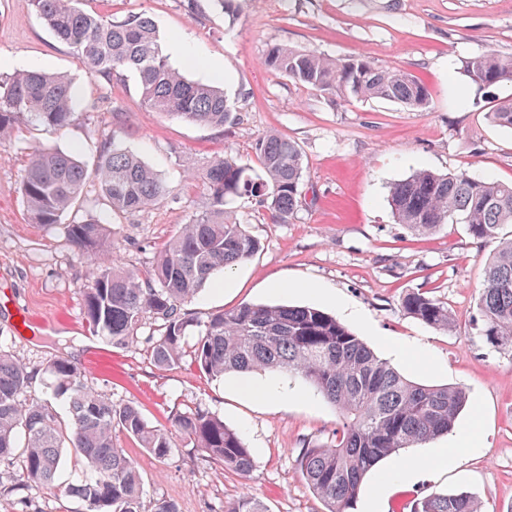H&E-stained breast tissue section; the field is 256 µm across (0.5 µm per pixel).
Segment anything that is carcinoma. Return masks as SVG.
Instances as JSON below:
<instances>
[{
    "label": "carcinoma",
    "mask_w": 512,
    "mask_h": 512,
    "mask_svg": "<svg viewBox=\"0 0 512 512\" xmlns=\"http://www.w3.org/2000/svg\"><path fill=\"white\" fill-rule=\"evenodd\" d=\"M80 0H27V5L66 44L90 74H133L143 103L155 112L189 122L224 126L236 121L224 92L189 80L169 64L154 20L132 13L112 20L79 7ZM266 64L288 78L334 96L380 99L412 108L427 104L428 90L415 75L378 67L365 58H329L313 51L273 46ZM464 71L480 88L512 82V56L487 52L465 61ZM71 80L41 70L0 80V141L19 120L60 130L73 116ZM492 123L512 129V99L489 113ZM261 173L232 155L206 169L207 206L160 251L143 272L112 262V239L105 225L77 222L65 226L69 241L96 266L84 291L86 323L113 346L134 343L146 313L162 319L164 332L152 347L154 363L171 367L182 360V345L194 319L184 306L218 272L249 260L260 248L227 202L248 196L286 221L298 205L304 173L300 147L268 132L255 146ZM95 178L115 213L147 209L172 187L127 147L112 143L90 170L59 150H42L31 159L21 194L35 224L52 225L84 197ZM388 202L397 223L419 235L449 223L463 224L475 239H498L486 263L477 302L481 335L500 350L512 352V184L465 171L438 174L420 169L390 187ZM406 313L422 323L448 330V307L423 293L403 299ZM193 363L201 374L222 378L269 370L301 377L333 404L341 425L330 442L307 448L297 465L325 512H351L360 487L384 458L419 447L452 431L468 396L455 386L427 385L407 379L332 315L310 306L244 303L214 314L199 332ZM45 373L56 400H65L70 422L62 426L52 402L26 398L30 375L0 350V461L21 448V481L55 486L64 454L69 452L92 473L65 487L86 503L88 512H179L176 502L161 501L150 511L143 504L141 474L135 461L117 447L121 431L159 459L169 456L177 437L224 470L248 477L254 458L242 436L205 411L177 414L168 427H153L132 403L116 405L87 388L81 369L66 357L50 360ZM226 512H268L260 498L247 495ZM412 512H480L467 493L427 494Z\"/></svg>",
    "instance_id": "1"
}]
</instances>
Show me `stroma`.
I'll list each match as a JSON object with an SVG mask.
<instances>
[{
	"label": "stroma",
	"instance_id": "35a3bbf8",
	"mask_svg": "<svg viewBox=\"0 0 512 512\" xmlns=\"http://www.w3.org/2000/svg\"><path fill=\"white\" fill-rule=\"evenodd\" d=\"M81 7L115 20L151 16L164 46L183 42L185 52L220 66V87L237 119L204 126L145 107L132 74L87 73L24 0H0V77L43 69L74 84L69 126L55 131L22 122L0 145V288L7 295L0 304V350L27 367L30 395L45 397L44 368L63 356L81 369L86 386L113 403H135L149 425L166 426L175 413L201 408L251 448L255 467L243 478L204 460L187 441L177 440L174 452L159 459L118 434V447L138 463L146 506L173 500L180 512H224L251 494L268 512H324L297 457L330 441L340 423L336 408L285 373H257V380L280 385L257 399L237 390L232 373L211 381L186 361L158 367L151 345L163 333L162 322L149 313L134 344L107 345L90 333L83 314L93 262L64 230L74 221L110 220L115 263L145 271L203 210L206 166L227 152L256 164L257 138L273 131L303 153L302 202L283 222L255 200L233 201L231 210L261 247L233 270L232 288L218 293L205 286L187 312L203 323L243 303L312 306L335 316L382 358H390L391 347H406L408 359L398 368L407 378L461 387L469 404L452 432L383 460L363 483L354 512H367L373 501L379 512H411L417 497L461 491L482 512H512V354L480 336L476 306L483 268L498 242L474 239L460 224L414 236L395 221L387 201L392 183L421 168L512 183V130L488 117L512 99V83L481 88L464 73L470 57L512 55V0H248L235 21L217 0H197L193 11L187 0H82ZM275 45L408 70L426 85L428 103L414 109L321 94L266 65ZM116 141L169 182L167 198L116 215L94 185L60 223L31 222L21 181L34 149L64 151L90 165ZM412 292L446 305L453 327L435 329L407 314L402 300ZM23 312L48 320V327L18 329ZM474 424L483 445L473 452L458 437ZM447 450L455 458L443 469ZM409 466L419 470L415 479H394ZM23 469L19 454L0 462V512H86L84 502L63 491L83 477L73 460L52 488L14 487Z\"/></svg>",
	"mask_w": 512,
	"mask_h": 512
}]
</instances>
